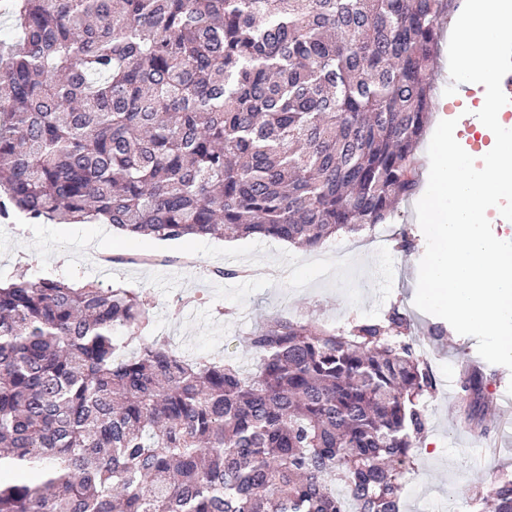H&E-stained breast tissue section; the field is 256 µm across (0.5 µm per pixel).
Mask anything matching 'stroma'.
<instances>
[{
	"label": "stroma",
	"mask_w": 512,
	"mask_h": 512,
	"mask_svg": "<svg viewBox=\"0 0 512 512\" xmlns=\"http://www.w3.org/2000/svg\"><path fill=\"white\" fill-rule=\"evenodd\" d=\"M448 53L434 65V100L445 101L458 120L454 136L475 160L471 138L480 122L473 103L485 88L470 84V99L444 96L450 84ZM416 198L401 202L389 220L392 236L407 234L412 251L350 249V236L338 234L326 245L300 249L266 237L228 240L216 237L161 241L130 237L100 224L5 225L0 230V281L20 271L32 279L62 278L72 285L146 291L151 299L148 334L165 340L179 353L224 358L252 369L256 355L248 334L265 318L285 314L341 327L354 318H380L395 306L413 320V343L431 367L437 387L426 400L427 447L414 450L413 468L403 489V512H473L463 492L478 486L491 490L502 475L512 476V371L482 361L476 338L447 330L429 335L439 317L414 305L418 265L426 248L418 224ZM112 253L111 266L97 263ZM194 264H184L185 256ZM477 361L490 399L488 435L465 424L458 412L457 371L463 359Z\"/></svg>",
	"instance_id": "1"
}]
</instances>
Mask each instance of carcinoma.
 <instances>
[{"label": "carcinoma", "mask_w": 512, "mask_h": 512, "mask_svg": "<svg viewBox=\"0 0 512 512\" xmlns=\"http://www.w3.org/2000/svg\"><path fill=\"white\" fill-rule=\"evenodd\" d=\"M448 0H0V224L318 247L416 193ZM124 288L0 285V512H402L435 388L408 314L275 315L250 373L130 338ZM482 374L458 377L490 432ZM512 512V478L471 491Z\"/></svg>", "instance_id": "carcinoma-1"}]
</instances>
